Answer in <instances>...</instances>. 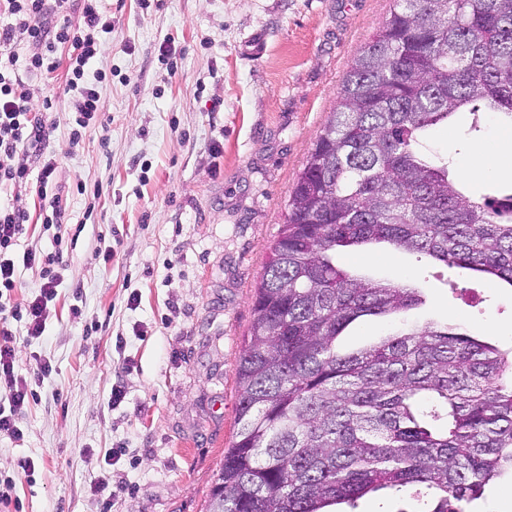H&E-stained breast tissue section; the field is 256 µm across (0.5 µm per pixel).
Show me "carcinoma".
<instances>
[{"label":"carcinoma","instance_id":"obj_1","mask_svg":"<svg viewBox=\"0 0 512 512\" xmlns=\"http://www.w3.org/2000/svg\"><path fill=\"white\" fill-rule=\"evenodd\" d=\"M466 108L512 122V0H397L289 195L206 512H333L408 486L430 512H470L512 473V351L454 323L336 347L356 319L422 303L414 285L336 265L341 248L386 243L512 287V194L475 200L420 150Z\"/></svg>","mask_w":512,"mask_h":512}]
</instances>
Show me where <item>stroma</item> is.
<instances>
[{
    "instance_id": "stroma-1",
    "label": "stroma",
    "mask_w": 512,
    "mask_h": 512,
    "mask_svg": "<svg viewBox=\"0 0 512 512\" xmlns=\"http://www.w3.org/2000/svg\"><path fill=\"white\" fill-rule=\"evenodd\" d=\"M112 33L93 64L104 78L95 129L72 142L66 71L26 79L51 101L45 153L62 224L21 248L63 253L44 336L13 322L21 369L50 359L22 440L0 436V478L18 512H205L237 431V368L293 183L354 58L394 0H103ZM170 41L173 54L161 56ZM425 152L453 161L478 197L512 193V126L489 112L433 128ZM492 156L484 169L477 152ZM112 242L103 262L101 239ZM342 268L407 281L424 302L364 316L357 350L429 320L512 346V288L390 246L342 251ZM83 310L69 316L70 305ZM124 400L109 405L112 386ZM116 449L113 462L105 449ZM35 463L23 472L21 460ZM108 480L110 510L90 492ZM418 488L360 498L353 512H428Z\"/></svg>"
}]
</instances>
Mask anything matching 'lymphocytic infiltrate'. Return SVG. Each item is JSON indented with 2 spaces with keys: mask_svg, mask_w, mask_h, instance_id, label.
I'll return each mask as SVG.
<instances>
[{
  "mask_svg": "<svg viewBox=\"0 0 512 512\" xmlns=\"http://www.w3.org/2000/svg\"><path fill=\"white\" fill-rule=\"evenodd\" d=\"M9 23L0 27V188L31 187L43 199V224L61 223L64 214L55 200L48 197V185L57 169L55 160L44 159L45 143L51 126L32 104L27 86L17 72L25 66L29 73L48 75L59 66L67 68V87L71 108L76 114L74 138H81L94 117L102 110L98 83L101 73L91 66L103 52L105 34L111 33L112 22L100 8V0H83L79 21L66 18L68 0H55L56 9L64 19L53 27H45L41 18L46 0H5ZM38 45V52L19 61L15 48L21 42ZM70 46L68 59L57 55L59 46ZM43 158L39 173H32L27 155ZM30 216L11 205H0V388L6 391L5 403H0V435L13 439L23 436L19 416L30 402L36 400V388L50 376V360L40 359L29 375H19V351L12 346L10 319L26 322L27 334L38 338L46 329L47 310L55 304L61 285L55 267L62 261L60 253H43L28 249L16 254L17 242L27 235ZM41 267L43 275L37 293L25 301L6 307L5 297L13 296L19 281L18 267Z\"/></svg>",
  "mask_w": 512,
  "mask_h": 512,
  "instance_id": "obj_1",
  "label": "lymphocytic infiltrate"
}]
</instances>
